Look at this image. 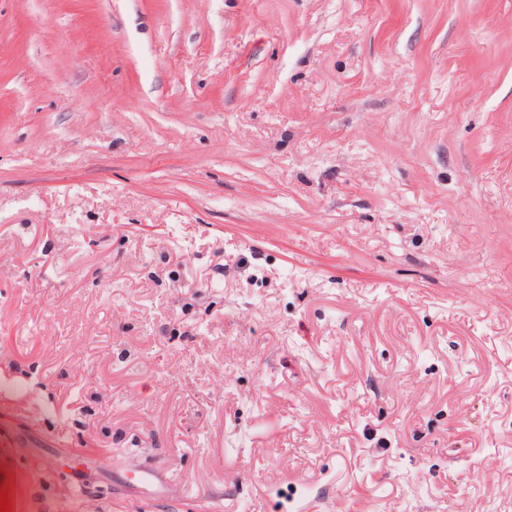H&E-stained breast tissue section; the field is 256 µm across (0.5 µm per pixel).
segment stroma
Wrapping results in <instances>:
<instances>
[{"label":"stroma","instance_id":"1","mask_svg":"<svg viewBox=\"0 0 512 512\" xmlns=\"http://www.w3.org/2000/svg\"><path fill=\"white\" fill-rule=\"evenodd\" d=\"M143 466L512 512V0H0V491Z\"/></svg>","mask_w":512,"mask_h":512}]
</instances>
